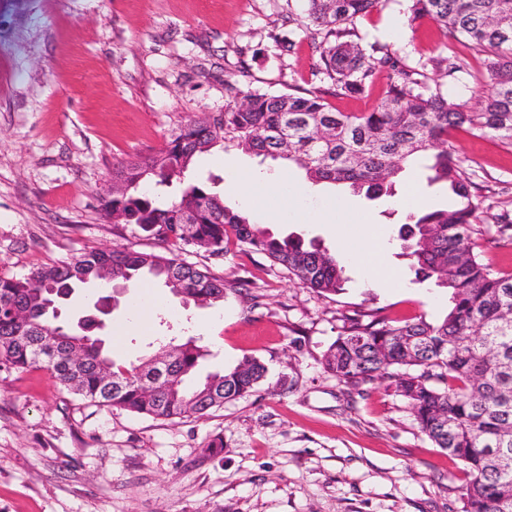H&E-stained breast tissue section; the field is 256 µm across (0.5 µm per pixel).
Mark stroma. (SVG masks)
<instances>
[{
  "mask_svg": "<svg viewBox=\"0 0 512 512\" xmlns=\"http://www.w3.org/2000/svg\"><path fill=\"white\" fill-rule=\"evenodd\" d=\"M305 0H0V273L18 275L85 250L129 246L160 252L134 226L115 229L101 200L121 161L158 154L171 135L204 112H220L225 82L258 92L315 89L319 49L302 21ZM364 42H379L429 84L474 107L484 89L482 53L461 52L455 77L430 67L446 55L444 30L410 24L404 0H389L357 22ZM293 50H284L285 42ZM448 144L475 171L488 218L512 217V147L468 129ZM275 172L276 162L222 142L199 157L194 178L215 191L227 182L226 158ZM421 169L397 194L374 200L315 187L317 201H345L371 214L384 240L380 272L367 281L346 266L342 293L303 288L262 254L229 246L224 256L186 246L182 258L230 282L211 308L183 305L149 284V322L130 326L139 291L109 317L107 344L132 362L160 341L195 336L209 369L243 356L267 369L251 394L224 407L159 420L97 407L61 390L44 367L0 369V512H463L468 476L421 432L408 401L387 383L357 389L323 367L346 316L377 310L397 320L441 319L446 290L420 280L401 256L404 199L441 208L448 193ZM252 219L278 236L344 255L357 242L353 219L278 224ZM223 438L216 456L206 447Z\"/></svg>",
  "mask_w": 512,
  "mask_h": 512,
  "instance_id": "obj_1",
  "label": "stroma"
}]
</instances>
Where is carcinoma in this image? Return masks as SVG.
I'll use <instances>...</instances> for the list:
<instances>
[{"label": "carcinoma", "mask_w": 512, "mask_h": 512, "mask_svg": "<svg viewBox=\"0 0 512 512\" xmlns=\"http://www.w3.org/2000/svg\"><path fill=\"white\" fill-rule=\"evenodd\" d=\"M308 33L319 41L316 74L341 95H359L386 72L388 90L369 112H339L316 92L269 94L225 83L222 112L204 113L171 135L155 156L120 162L112 181L124 187L105 200L118 223L168 245V253L115 246L85 251L22 275L0 276V368L46 366L56 383L100 407L159 419L203 415L244 397L264 380L257 357L210 373L189 387L209 350L189 337L159 348L173 352L169 381L156 397L141 392L150 361L128 363L99 335L104 324L88 319L69 327L58 321L51 285L75 290L102 282L131 288L154 281L198 306L224 301V280L178 254L194 245L214 256L235 244L261 253L320 295L344 290L345 266L326 249L299 238L274 236L252 224L206 182L191 180L194 158L229 140L247 153L281 160L322 183L392 196L397 179L419 157L430 161V181H442L455 197L450 209L425 212L399 231L402 255L416 275L448 290V312L439 322L423 317L397 322L373 315L349 318V326L324 355V369L356 387L388 380L406 398L420 430L465 467L464 512H512V274L483 262L473 236L480 226L475 173L448 149L450 131L466 127L512 146V0H406L412 23L430 20L448 38L486 55V92L478 110L429 88L422 71L407 66L387 46L354 39L355 21L389 0H306ZM433 60L448 77L460 70L455 46ZM148 179L170 189L157 202L138 191ZM25 311L31 321L14 317ZM82 361L72 364L68 351Z\"/></svg>", "instance_id": "obj_1"}]
</instances>
